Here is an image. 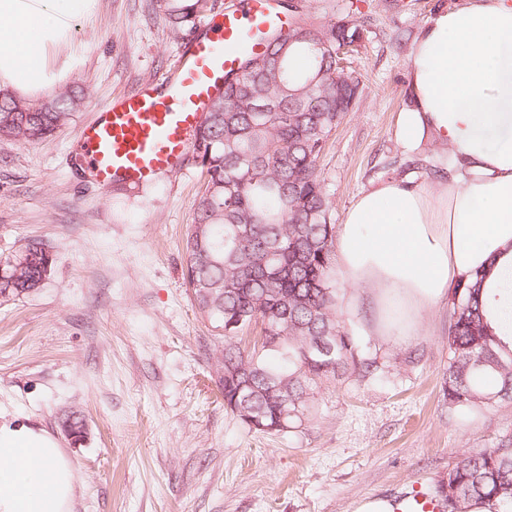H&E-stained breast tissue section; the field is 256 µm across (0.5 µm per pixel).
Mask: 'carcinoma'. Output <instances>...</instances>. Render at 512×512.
Masks as SVG:
<instances>
[{"mask_svg":"<svg viewBox=\"0 0 512 512\" xmlns=\"http://www.w3.org/2000/svg\"><path fill=\"white\" fill-rule=\"evenodd\" d=\"M170 30L194 22L206 0H155ZM359 27L294 24L271 31L265 51L243 59L240 75L207 111L194 154L204 188L185 239L184 277L198 310L224 331V407L260 432H285L301 422L316 380L342 371L362 378L377 370L337 315L331 285V205L317 159L352 110L360 82L338 67L340 40ZM307 67L294 66L297 57ZM83 91L68 87L26 102L0 91V138L36 143L66 125ZM6 262L0 294L40 288L53 267L47 250L25 247ZM486 275L453 292L444 397L457 408L512 399V350L488 320ZM280 337L278 367L246 353L233 338L253 319ZM448 512L473 499L512 505V448L501 444L464 456L438 483Z\"/></svg>","mask_w":512,"mask_h":512,"instance_id":"obj_1","label":"carcinoma"}]
</instances>
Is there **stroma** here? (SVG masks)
<instances>
[{
  "label": "stroma",
  "instance_id": "1",
  "mask_svg": "<svg viewBox=\"0 0 512 512\" xmlns=\"http://www.w3.org/2000/svg\"><path fill=\"white\" fill-rule=\"evenodd\" d=\"M458 2L309 0L299 15L365 28L347 58L361 96L318 161L334 224L379 182L440 169L435 140L401 143L413 45L395 37ZM187 39L153 0H97L50 58L83 106L48 142L0 139V265L32 242L55 257L36 291L0 298V418L46 429L67 451L73 512H356L366 498L434 490L462 454L512 441V402L443 399L447 299L399 342L372 335L382 314L370 299L343 309L378 370L318 383L298 428L260 433L225 410L224 337L183 276L199 166L190 157L154 185L101 187L77 162L82 128L114 93L171 74ZM73 411L86 421L79 444L62 425Z\"/></svg>",
  "mask_w": 512,
  "mask_h": 512
}]
</instances>
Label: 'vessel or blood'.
Returning a JSON list of instances; mask_svg holds the SVG:
<instances>
[{
    "label": "vessel or blood",
    "mask_w": 512,
    "mask_h": 512,
    "mask_svg": "<svg viewBox=\"0 0 512 512\" xmlns=\"http://www.w3.org/2000/svg\"><path fill=\"white\" fill-rule=\"evenodd\" d=\"M278 22L271 0L203 19L206 35L185 43L172 75L113 98L84 128L80 166L103 186L141 187L178 174L225 77L239 72L243 51H261L260 32Z\"/></svg>",
    "instance_id": "1"
}]
</instances>
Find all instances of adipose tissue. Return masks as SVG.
<instances>
[{
	"mask_svg": "<svg viewBox=\"0 0 512 512\" xmlns=\"http://www.w3.org/2000/svg\"><path fill=\"white\" fill-rule=\"evenodd\" d=\"M96 0H0V88L51 83L50 51ZM404 147L434 136L448 154L436 184L383 181L345 213L336 260L352 302L370 295L416 315L487 274L489 319L512 347V0H460L421 28L407 59ZM74 469L44 429L0 421V512H72Z\"/></svg>",
	"mask_w": 512,
	"mask_h": 512,
	"instance_id": "1",
	"label": "adipose tissue"
}]
</instances>
